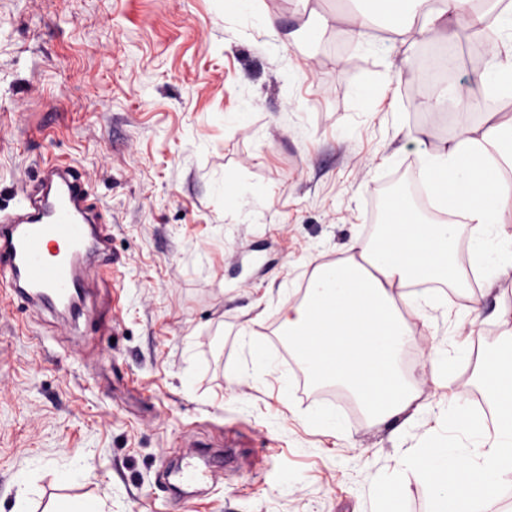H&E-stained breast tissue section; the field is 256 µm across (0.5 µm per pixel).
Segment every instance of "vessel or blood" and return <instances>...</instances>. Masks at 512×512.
Wrapping results in <instances>:
<instances>
[{
  "mask_svg": "<svg viewBox=\"0 0 512 512\" xmlns=\"http://www.w3.org/2000/svg\"><path fill=\"white\" fill-rule=\"evenodd\" d=\"M91 210L72 171L50 163L30 202L0 216V272L25 304L54 310L72 295L98 287V280L85 279L74 265L76 258L92 257L110 243L91 227Z\"/></svg>",
  "mask_w": 512,
  "mask_h": 512,
  "instance_id": "obj_1",
  "label": "vessel or blood"
}]
</instances>
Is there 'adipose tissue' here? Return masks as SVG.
Instances as JSON below:
<instances>
[{"label":"adipose tissue","instance_id":"1","mask_svg":"<svg viewBox=\"0 0 512 512\" xmlns=\"http://www.w3.org/2000/svg\"><path fill=\"white\" fill-rule=\"evenodd\" d=\"M347 19L357 30L341 57L390 55L389 44L367 30L392 20L409 25L411 40L430 70L432 116L449 133L416 158V177L430 207L462 216L459 224L408 220L409 200L400 188L383 201V221L360 225L348 259L314 269L302 304L289 308L282 327L290 352L312 384L348 389L362 409L360 426L400 432L433 418L439 448L421 457L402 452V463L420 481L438 512H512V333L486 343L478 370L492 400L493 428L468 408V391L432 402L421 399L410 378L415 366L399 368L400 353L413 341L405 319L446 311L433 292L413 293L411 283L460 279V256L468 254L486 291L512 265V182L500 171L512 163V0H349ZM475 29L485 55L468 87H449L454 69L453 26Z\"/></svg>","mask_w":512,"mask_h":512}]
</instances>
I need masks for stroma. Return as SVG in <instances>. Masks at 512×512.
Masks as SVG:
<instances>
[{
	"instance_id": "1",
	"label": "stroma",
	"mask_w": 512,
	"mask_h": 512,
	"mask_svg": "<svg viewBox=\"0 0 512 512\" xmlns=\"http://www.w3.org/2000/svg\"><path fill=\"white\" fill-rule=\"evenodd\" d=\"M256 8L273 31L243 32L233 0H0V212L48 160L67 165L97 201L119 268L79 318L0 315V512H18L24 485L30 512H393L381 485L425 512L399 450L437 447L428 424L396 440L358 427L346 396L350 438L310 428L296 371L250 373L242 334L287 348L297 288L316 264L348 259L355 225L386 192L374 166L410 186L418 152L439 145L432 128L421 143L394 134L399 121L423 126L431 91H414L420 73L394 22L372 36L395 55L344 60L335 47L356 30L342 0ZM311 25L321 47L300 39ZM274 37L285 54L269 51ZM383 79L388 108L360 111L358 86ZM241 183L269 193L246 223L231 203ZM496 301L459 326L446 381L422 370L421 398L473 384L478 338L505 330ZM224 449L231 465L175 493L181 456ZM76 464L82 477L64 479Z\"/></svg>"
}]
</instances>
